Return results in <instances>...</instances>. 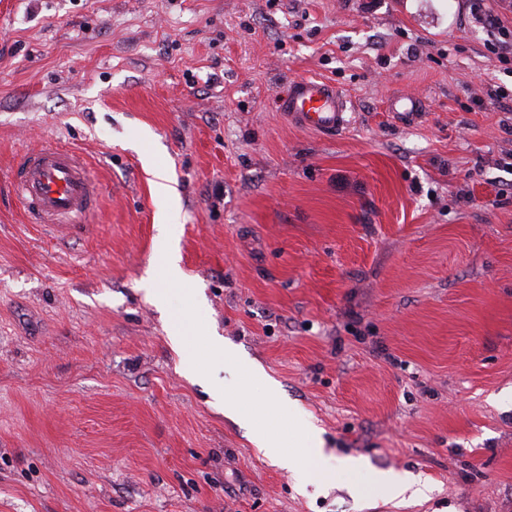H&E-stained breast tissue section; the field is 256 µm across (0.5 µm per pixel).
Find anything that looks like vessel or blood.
<instances>
[{"instance_id": "vessel-or-blood-1", "label": "vessel or blood", "mask_w": 512, "mask_h": 512, "mask_svg": "<svg viewBox=\"0 0 512 512\" xmlns=\"http://www.w3.org/2000/svg\"><path fill=\"white\" fill-rule=\"evenodd\" d=\"M276 106L299 128L333 136L347 123V99L326 81H293ZM12 185L29 222L70 230L94 211L102 194L85 159L75 150L47 144L15 157Z\"/></svg>"}]
</instances>
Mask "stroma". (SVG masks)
<instances>
[{"mask_svg": "<svg viewBox=\"0 0 512 512\" xmlns=\"http://www.w3.org/2000/svg\"><path fill=\"white\" fill-rule=\"evenodd\" d=\"M478 8L512 32V0H0V512H512V57ZM303 77L336 137L276 111ZM47 143L106 186L65 237L9 183ZM170 208L237 359L208 376L147 293ZM239 364L366 469L300 489L225 411ZM276 106L297 127L324 136H336L347 123L346 97L323 80H294L277 97ZM372 481L384 486L391 499L404 496L409 492L411 498L428 499L429 487L408 476L392 472H376L372 475Z\"/></svg>", "mask_w": 512, "mask_h": 512, "instance_id": "35a3bbf8", "label": "stroma"}]
</instances>
